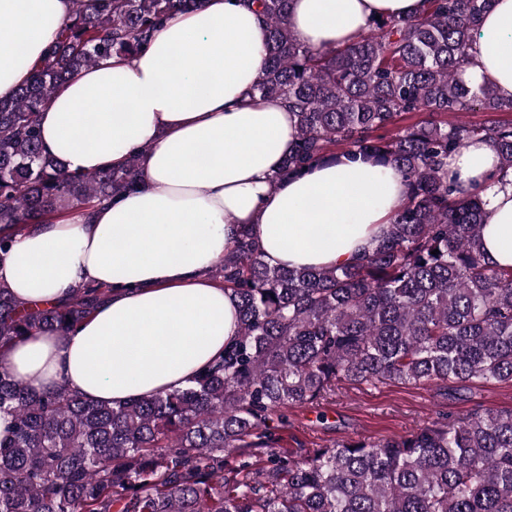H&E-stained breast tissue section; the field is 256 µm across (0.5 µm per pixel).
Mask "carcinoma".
Returning a JSON list of instances; mask_svg holds the SVG:
<instances>
[{
	"label": "carcinoma",
	"instance_id": "carcinoma-1",
	"mask_svg": "<svg viewBox=\"0 0 512 512\" xmlns=\"http://www.w3.org/2000/svg\"><path fill=\"white\" fill-rule=\"evenodd\" d=\"M290 2L256 0L269 41L254 95L286 100L297 118L275 179L345 159L393 168L407 191L389 231L354 265L284 268L243 229L211 270L237 299V339L183 387L112 405L63 384L40 391L0 367V416L11 420L0 512H512V410L443 414L397 438L301 458L277 451L272 416L318 407L343 383L512 382V268L485 252L481 195L448 177V156L474 140L493 145L508 176L512 122L443 120L512 111L494 86L462 79L492 0H428L427 13L376 19L330 50L296 38ZM196 3L112 0L110 13L65 25L29 82L0 101V227L88 209L137 184V154L121 168L62 171L44 153L38 115L63 82L139 51ZM412 112L429 119L378 134ZM104 296L88 284L32 308L0 285V347L45 330L67 336ZM247 448L265 449V466L253 468Z\"/></svg>",
	"mask_w": 512,
	"mask_h": 512
}]
</instances>
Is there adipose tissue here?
I'll return each mask as SVG.
<instances>
[{"label":"adipose tissue","instance_id":"obj_1","mask_svg":"<svg viewBox=\"0 0 512 512\" xmlns=\"http://www.w3.org/2000/svg\"><path fill=\"white\" fill-rule=\"evenodd\" d=\"M109 0H0V99L25 84L77 9ZM426 0H291L288 24L314 49L353 43L375 17L421 15ZM268 27L252 0H203L175 13L143 50L109 56L64 83L40 114L45 151L87 173L141 157L136 187L95 207L28 226L0 256V283L29 304L87 284L106 299L77 332L41 333L0 348V366L41 390L65 384L103 402L184 385L234 343L238 307L207 276L242 228L272 266L333 268L385 235L405 198L393 169L360 161L278 178L296 116L281 98L252 101ZM466 82L512 99V0L484 14ZM483 141L448 158V172L480 190L485 248L512 266V185L494 182Z\"/></svg>","mask_w":512,"mask_h":512}]
</instances>
